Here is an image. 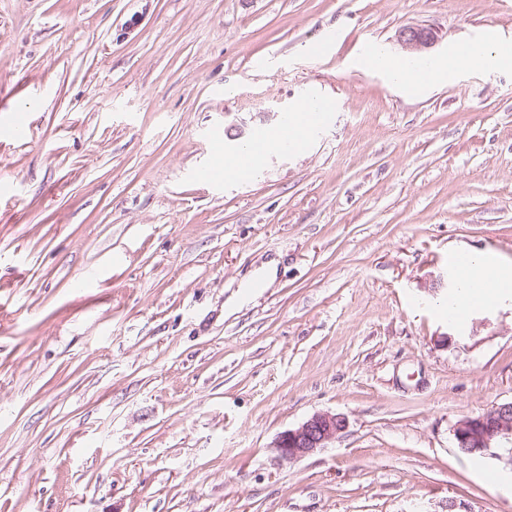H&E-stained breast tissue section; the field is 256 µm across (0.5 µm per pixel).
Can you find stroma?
<instances>
[{
    "label": "stroma",
    "mask_w": 512,
    "mask_h": 512,
    "mask_svg": "<svg viewBox=\"0 0 512 512\" xmlns=\"http://www.w3.org/2000/svg\"><path fill=\"white\" fill-rule=\"evenodd\" d=\"M412 26L512 0H0V512H512L453 437L512 401V292L444 308L451 254L512 266V70L409 94L366 50ZM312 84L304 152L198 184ZM346 427L347 420L340 414L316 413L297 428L283 432L276 448L283 458L299 460L327 448Z\"/></svg>",
    "instance_id": "stroma-1"
}]
</instances>
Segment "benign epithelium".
I'll return each mask as SVG.
<instances>
[{"instance_id":"1","label":"benign epithelium","mask_w":512,"mask_h":512,"mask_svg":"<svg viewBox=\"0 0 512 512\" xmlns=\"http://www.w3.org/2000/svg\"><path fill=\"white\" fill-rule=\"evenodd\" d=\"M397 42L405 49L421 51L433 47L436 37L430 29L409 27L399 32ZM346 427L347 420L340 414L316 413L298 427L283 432L276 448L283 458L299 460L327 447ZM453 436L460 450L481 451L512 468V403L460 420Z\"/></svg>"}]
</instances>
